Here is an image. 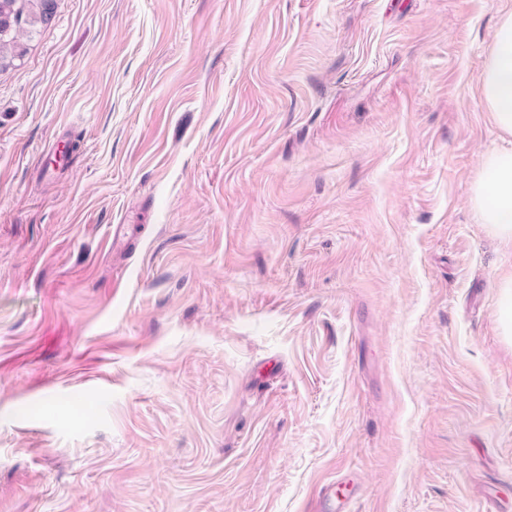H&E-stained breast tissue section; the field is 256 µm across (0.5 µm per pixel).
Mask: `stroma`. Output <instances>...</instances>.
Here are the masks:
<instances>
[{
    "mask_svg": "<svg viewBox=\"0 0 512 512\" xmlns=\"http://www.w3.org/2000/svg\"><path fill=\"white\" fill-rule=\"evenodd\" d=\"M511 10L58 0L0 73V512H512ZM482 96L502 137H512V11L504 14L482 78ZM471 203L482 224L500 241L512 244V149L485 155L482 174L472 186ZM499 320L504 336H512V276L498 282Z\"/></svg>",
    "mask_w": 512,
    "mask_h": 512,
    "instance_id": "stroma-1",
    "label": "stroma"
}]
</instances>
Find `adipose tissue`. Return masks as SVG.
<instances>
[{
  "instance_id": "ef3b65f1",
  "label": "adipose tissue",
  "mask_w": 512,
  "mask_h": 512,
  "mask_svg": "<svg viewBox=\"0 0 512 512\" xmlns=\"http://www.w3.org/2000/svg\"><path fill=\"white\" fill-rule=\"evenodd\" d=\"M482 96L502 137H512V11L504 14L482 78ZM471 203L500 241L512 244V149L485 155Z\"/></svg>"
}]
</instances>
